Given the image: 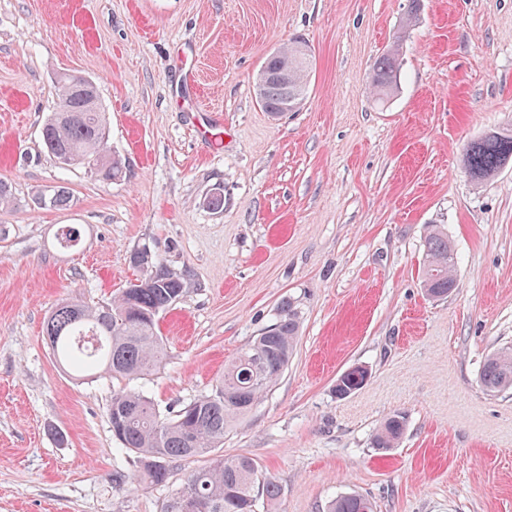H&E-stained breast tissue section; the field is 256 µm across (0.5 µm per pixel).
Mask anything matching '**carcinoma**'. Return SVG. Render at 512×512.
<instances>
[{
	"mask_svg": "<svg viewBox=\"0 0 512 512\" xmlns=\"http://www.w3.org/2000/svg\"><path fill=\"white\" fill-rule=\"evenodd\" d=\"M306 43L293 41L288 48L270 55L264 69L288 71V84L270 79L257 90L259 102L270 115L279 114L286 98L308 88L311 55ZM75 76L58 80L56 111L42 128V139L49 153L59 159L67 156L71 164L86 166L92 160L109 180L122 177L120 159L108 155L109 128L99 101L76 92ZM399 63L396 50L381 55L371 76V89L384 99L397 87ZM512 160V128L493 132L472 142L466 149L464 165L477 179L496 175ZM69 188L58 185L39 197V205L50 209L72 206ZM79 230L61 228L57 243L63 249L76 247ZM423 287L433 299H441L456 287L453 274L454 251L448 236L435 229L425 240ZM145 274L138 284L125 288L109 305L92 307L82 303L57 305L45 322L44 334L53 354L80 377L110 374L130 381L156 370L163 362L165 349L157 334L161 313L182 298L184 278L157 263L148 255L140 264ZM299 332V315L289 300L281 302L277 318L256 337L247 349L224 368V377L215 389L165 418L154 403L135 389L112 395L108 408L111 431L125 448L139 455L141 477L155 485L166 482L169 463L211 454L224 444V433L247 415L262 399L288 366ZM90 334L92 348L79 344V337ZM366 380V371L356 367L346 371L336 384V396L346 397ZM480 381L490 392L512 388V348H503L485 360ZM406 419L401 414L389 417L378 429L374 444L392 448L402 436ZM268 504L277 501L280 488L270 477L258 472L246 457L216 456L208 465L195 470L182 494L193 499L196 512H254L256 494ZM327 512H374L372 502L348 493L336 497Z\"/></svg>",
	"mask_w": 512,
	"mask_h": 512,
	"instance_id": "cac0c4a2",
	"label": "carcinoma"
}]
</instances>
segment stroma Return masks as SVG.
Here are the masks:
<instances>
[{
	"mask_svg": "<svg viewBox=\"0 0 512 512\" xmlns=\"http://www.w3.org/2000/svg\"><path fill=\"white\" fill-rule=\"evenodd\" d=\"M0 0V512H169L204 457L156 486L113 438L108 407L134 386L173 415L283 300L301 328L280 378L224 436L281 489L256 512H326L356 492L374 512H512V388L487 391L488 355L512 347V162L472 177L470 142L512 126V0ZM311 49L299 111L271 118L254 92L265 59ZM400 40L387 103L369 76ZM98 87L106 181L65 166L41 128L57 75ZM70 188L67 210L38 206ZM221 192L224 207L205 199ZM78 225V249L54 236ZM457 286L423 288L432 228ZM188 282L161 314V368L127 383L75 379L43 324L56 305L110 304L141 272L131 251ZM366 370L340 398L337 379ZM395 448L373 446L394 413ZM128 477L112 482L114 469Z\"/></svg>",
	"mask_w": 512,
	"mask_h": 512,
	"instance_id": "1",
	"label": "stroma"
}]
</instances>
